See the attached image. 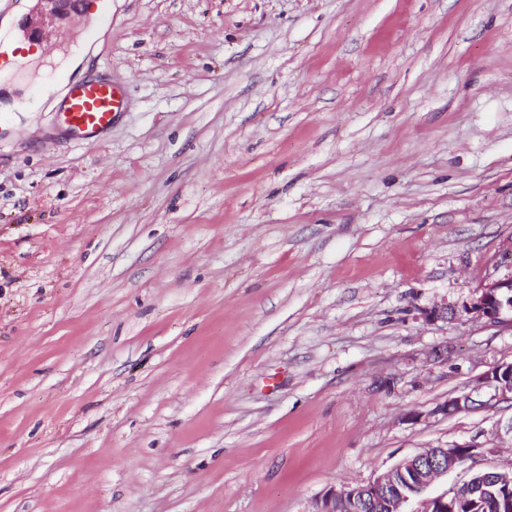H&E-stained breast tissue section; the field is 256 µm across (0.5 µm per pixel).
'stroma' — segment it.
<instances>
[{
  "instance_id": "1",
  "label": "stroma",
  "mask_w": 512,
  "mask_h": 512,
  "mask_svg": "<svg viewBox=\"0 0 512 512\" xmlns=\"http://www.w3.org/2000/svg\"><path fill=\"white\" fill-rule=\"evenodd\" d=\"M38 6L126 107L0 128V512H310L425 448L512 471V0ZM483 407L431 416L451 396ZM504 264L510 269V274L503 279H498L492 283L478 289V296L474 297L469 304L462 308H448V304H440L432 307L427 313L430 320L437 319H460L470 314H477L493 322H499L500 316L505 309L512 311V250L503 257ZM477 390L487 388L492 391L488 406L501 401L512 400V362L500 363L483 373L476 379ZM494 401V403H492Z\"/></svg>"
}]
</instances>
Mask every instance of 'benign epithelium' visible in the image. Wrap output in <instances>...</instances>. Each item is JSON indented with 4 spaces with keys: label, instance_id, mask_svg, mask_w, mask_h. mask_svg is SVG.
<instances>
[{
    "label": "benign epithelium",
    "instance_id": "7a95c632",
    "mask_svg": "<svg viewBox=\"0 0 512 512\" xmlns=\"http://www.w3.org/2000/svg\"><path fill=\"white\" fill-rule=\"evenodd\" d=\"M512 310V273L503 279L478 289V296L460 309L443 303L427 312L431 320L460 319L477 314L497 322L504 310ZM492 391L488 407L494 403L512 400V362L500 363L476 379V389ZM475 405L470 395L450 397L437 404L431 415H447L468 410ZM482 447L470 443H452L445 448H427L405 458L373 481L357 486L340 485L325 489L313 502L311 512H363L369 502L378 503L383 512H405L413 501L418 502L414 512H455L454 504L460 498L459 490L451 489L434 497L422 494L439 476L448 474L460 463L473 460L481 454Z\"/></svg>",
    "mask_w": 512,
    "mask_h": 512
}]
</instances>
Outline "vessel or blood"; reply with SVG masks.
Here are the masks:
<instances>
[{
	"mask_svg": "<svg viewBox=\"0 0 512 512\" xmlns=\"http://www.w3.org/2000/svg\"><path fill=\"white\" fill-rule=\"evenodd\" d=\"M36 93L46 98L59 97L56 121L79 142L108 131L115 114L124 106L122 89L101 77L76 81L59 72L39 84Z\"/></svg>",
	"mask_w": 512,
	"mask_h": 512,
	"instance_id": "vessel-or-blood-1",
	"label": "vessel or blood"
}]
</instances>
